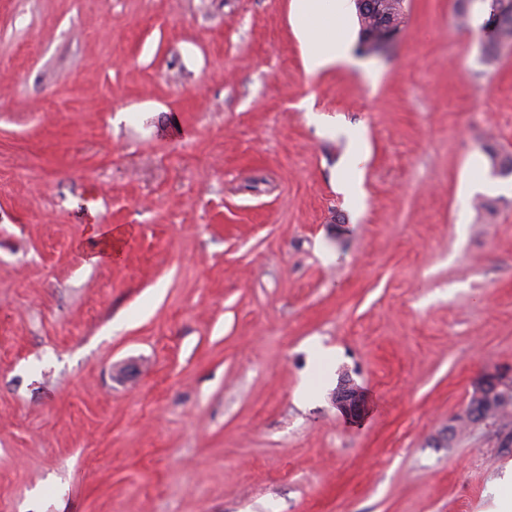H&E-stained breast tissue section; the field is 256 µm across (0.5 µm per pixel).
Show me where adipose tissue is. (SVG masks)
<instances>
[{
  "label": "adipose tissue",
  "instance_id": "adipose-tissue-1",
  "mask_svg": "<svg viewBox=\"0 0 512 512\" xmlns=\"http://www.w3.org/2000/svg\"><path fill=\"white\" fill-rule=\"evenodd\" d=\"M307 71L319 72L346 55L349 31L343 0H294Z\"/></svg>",
  "mask_w": 512,
  "mask_h": 512
}]
</instances>
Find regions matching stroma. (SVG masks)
I'll return each instance as SVG.
<instances>
[{
  "mask_svg": "<svg viewBox=\"0 0 512 512\" xmlns=\"http://www.w3.org/2000/svg\"><path fill=\"white\" fill-rule=\"evenodd\" d=\"M291 14L0 0V512H494L512 45L406 0L311 74ZM400 29H397L393 26L383 27L380 34H364L363 36V45L365 49H370L371 54H379L386 50L388 45L392 43L397 35L399 34ZM367 38V40H366ZM90 242L93 245L90 259L98 261L101 258L112 260V229L102 232L95 224L90 228ZM502 391L507 397L511 395L512 387L511 383H507L503 376L497 374H486L483 376L475 387V391L469 401V404L465 410L466 419L479 423L486 416V403L487 399L495 392ZM500 413H493L487 418L496 417ZM336 406L346 415L357 416L364 407V401L359 388L349 379H343L333 394Z\"/></svg>",
  "mask_w": 512,
  "mask_h": 512,
  "instance_id": "1",
  "label": "stroma"
}]
</instances>
